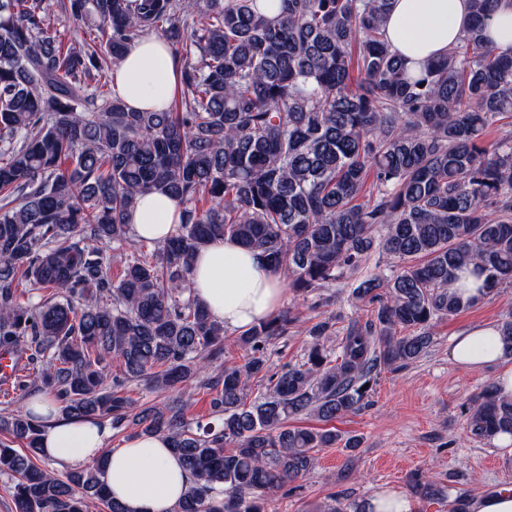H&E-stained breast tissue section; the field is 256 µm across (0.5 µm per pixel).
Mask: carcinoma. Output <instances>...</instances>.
<instances>
[{"label":"carcinoma","mask_w":512,"mask_h":512,"mask_svg":"<svg viewBox=\"0 0 512 512\" xmlns=\"http://www.w3.org/2000/svg\"><path fill=\"white\" fill-rule=\"evenodd\" d=\"M393 0H67L87 37L76 46L46 0H0V350L24 356L12 383L43 387L65 420L110 419L170 440L193 477L173 512H265L297 488L314 453L360 447L330 423L369 402L381 371L420 359L432 321L477 299L449 291L512 286V56L486 29L497 0H469L470 23L448 54L412 74L384 37ZM184 59L177 96L160 112L111 94L112 66L145 35ZM177 200L165 241L127 222L137 196ZM229 237L261 252L296 293L328 288L376 251L400 263L351 291L373 318L325 345L331 319L306 329L302 361L271 371L267 346L299 317L283 311L244 330L241 365L224 355V324L192 296L197 251ZM119 252L112 277L107 248ZM118 361L122 375L104 387ZM203 378L207 421L183 406L137 404L134 378L162 391ZM477 442L512 437V399L489 384L465 413ZM0 476L15 512H124L102 480L106 458L61 475L34 463L42 425L0 419ZM217 485L224 496H213ZM414 494L448 497L415 475ZM329 512H365L332 497Z\"/></svg>","instance_id":"1"}]
</instances>
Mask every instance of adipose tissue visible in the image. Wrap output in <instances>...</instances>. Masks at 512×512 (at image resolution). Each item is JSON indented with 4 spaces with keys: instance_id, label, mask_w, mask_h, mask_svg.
Here are the masks:
<instances>
[{
    "instance_id": "1",
    "label": "adipose tissue",
    "mask_w": 512,
    "mask_h": 512,
    "mask_svg": "<svg viewBox=\"0 0 512 512\" xmlns=\"http://www.w3.org/2000/svg\"><path fill=\"white\" fill-rule=\"evenodd\" d=\"M469 21V0H394L384 23L385 39L409 69H420L445 55ZM180 83L179 60L158 37L131 43L114 70L113 90L129 109L162 111ZM182 207L156 193L141 194L128 215L135 234L162 240L180 222ZM192 294L225 329H246L269 318L283 293V274L257 251L232 239L203 248L191 274ZM450 355L468 369L497 365L494 382L512 397V364H504V346L494 325L467 329L453 337ZM28 411L45 423L43 451L62 465H90L107 457L104 481L125 512H171L191 485V476L164 436L134 435L121 447L109 446L111 427L62 420L50 395L41 393Z\"/></svg>"
}]
</instances>
